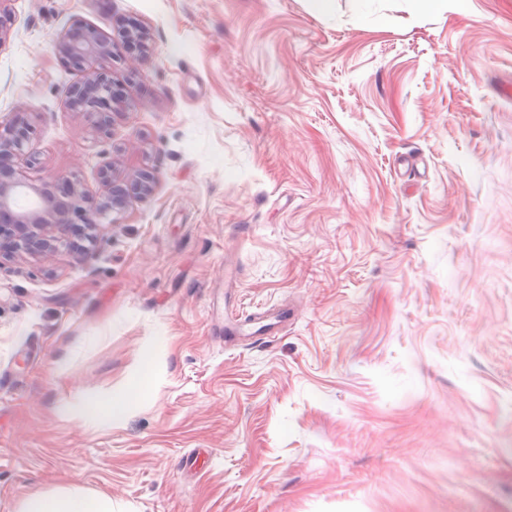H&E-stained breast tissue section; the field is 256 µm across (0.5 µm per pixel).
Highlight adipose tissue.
Returning <instances> with one entry per match:
<instances>
[{
  "mask_svg": "<svg viewBox=\"0 0 512 512\" xmlns=\"http://www.w3.org/2000/svg\"><path fill=\"white\" fill-rule=\"evenodd\" d=\"M156 384L153 375H135L127 387L107 399H68L61 403L60 412L69 418L96 421L106 425L122 422L133 407L148 397ZM19 512H114L111 497L93 494L77 488H61L52 492L26 497Z\"/></svg>",
  "mask_w": 512,
  "mask_h": 512,
  "instance_id": "ef3b65f1",
  "label": "adipose tissue"
}]
</instances>
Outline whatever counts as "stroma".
Returning a JSON list of instances; mask_svg holds the SVG:
<instances>
[{"instance_id": "stroma-1", "label": "stroma", "mask_w": 512, "mask_h": 512, "mask_svg": "<svg viewBox=\"0 0 512 512\" xmlns=\"http://www.w3.org/2000/svg\"><path fill=\"white\" fill-rule=\"evenodd\" d=\"M31 180L155 193L83 262L0 268V512H512V0H11ZM148 48H129L126 24ZM112 44L110 135L55 42ZM287 328L254 340L256 314ZM66 372H58L60 360ZM151 361L120 424L62 416ZM19 512H115L112 498L77 488H61L26 497Z\"/></svg>"}]
</instances>
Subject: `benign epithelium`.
Wrapping results in <instances>:
<instances>
[{
  "instance_id": "obj_1",
  "label": "benign epithelium",
  "mask_w": 512,
  "mask_h": 512,
  "mask_svg": "<svg viewBox=\"0 0 512 512\" xmlns=\"http://www.w3.org/2000/svg\"><path fill=\"white\" fill-rule=\"evenodd\" d=\"M56 53L87 73L68 90L66 107L76 115L94 117L97 131L109 134L114 86L109 71L97 67L110 55L109 42L90 27H76L57 41ZM34 133L28 119H0V266L18 258L49 259L63 253L81 261L86 244L111 233L118 215L156 188L154 172L122 173L110 160L99 169L104 194L93 207L89 190L68 175L36 183L24 174L37 164ZM21 196L33 197L32 203L19 206Z\"/></svg>"
}]
</instances>
